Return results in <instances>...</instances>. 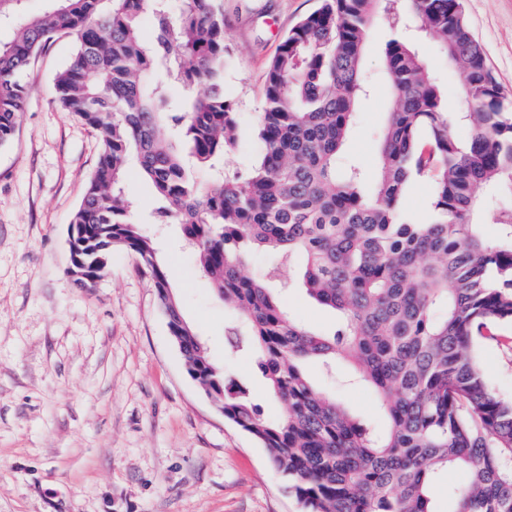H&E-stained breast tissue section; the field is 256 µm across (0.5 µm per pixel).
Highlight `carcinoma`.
<instances>
[{
    "label": "carcinoma",
    "instance_id": "carcinoma-1",
    "mask_svg": "<svg viewBox=\"0 0 512 512\" xmlns=\"http://www.w3.org/2000/svg\"><path fill=\"white\" fill-rule=\"evenodd\" d=\"M416 20L464 73L460 112L402 30ZM394 32L385 65L394 94L371 179L337 164L364 94L372 26ZM150 24L152 41L142 37ZM74 38L54 78V102L97 133L100 155L75 210V270L92 288L112 251L148 270L187 373L224 417L265 448L305 512H438L427 487L450 467L470 472L448 512H512V401L485 381L474 348L512 324V205L484 212L475 188L512 198V92L492 76L462 0H321L284 36L266 72L256 122L263 145L248 172L203 184L239 139L224 97V16L212 0H50L0 42V146L26 109V68L56 38ZM470 126L460 140L453 128ZM136 165L178 224L216 297L246 330L224 329L249 349L285 414L267 418L246 387L215 365L174 297L153 239L132 220L123 178ZM432 183V216L411 224L403 193ZM500 229L483 237L484 222ZM257 249L298 268V284L338 312L334 328L295 321L269 280L241 268ZM339 359L372 388L385 420L350 414L308 377L304 362Z\"/></svg>",
    "mask_w": 512,
    "mask_h": 512
}]
</instances>
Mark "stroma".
I'll list each match as a JSON object with an SVG mask.
<instances>
[{"label": "stroma", "mask_w": 512, "mask_h": 512, "mask_svg": "<svg viewBox=\"0 0 512 512\" xmlns=\"http://www.w3.org/2000/svg\"><path fill=\"white\" fill-rule=\"evenodd\" d=\"M320 0H213L224 16V94L239 119L228 170L251 169L261 154L255 117L267 67L288 33ZM465 18L496 80L512 90V0H462ZM392 33L377 23L365 48L369 93L358 107L339 165L375 164V145L392 100L384 53ZM63 37L40 53L25 80L30 99L13 140L0 147V512H303L266 451L207 399L186 372L150 276L131 251L112 254L95 287L67 273L69 224L97 164L95 131L53 101V80L72 50ZM420 49L460 107L461 71L449 68L433 39ZM123 188L135 218L157 240L158 256L186 319L217 366L245 384L265 415L272 398L256 356L224 350L237 315L217 301L178 226L153 221L158 201L130 169ZM277 270L280 299L306 328L324 332L333 315L297 288L293 273L267 251L253 253L249 277ZM501 342L475 353L490 387L512 399V325ZM323 390L351 413L375 419L373 392L349 381L347 365Z\"/></svg>", "instance_id": "35a3bbf8"}]
</instances>
